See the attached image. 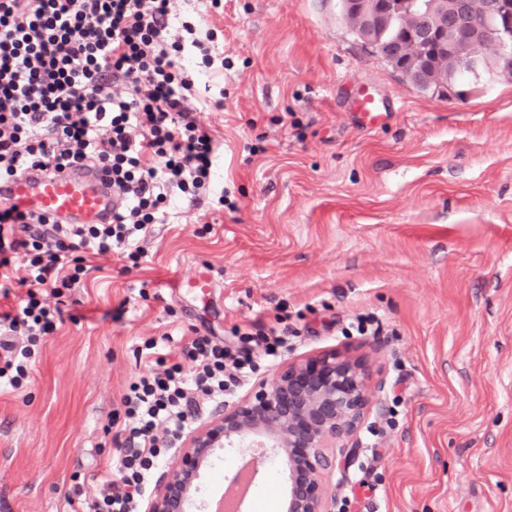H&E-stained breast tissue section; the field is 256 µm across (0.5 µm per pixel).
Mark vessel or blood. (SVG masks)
Instances as JSON below:
<instances>
[{
  "mask_svg": "<svg viewBox=\"0 0 512 512\" xmlns=\"http://www.w3.org/2000/svg\"><path fill=\"white\" fill-rule=\"evenodd\" d=\"M356 120L377 125L387 115L375 98L355 99ZM116 199L108 176L98 168H70L60 173L28 171L0 182V205L36 212L68 224H105L112 219Z\"/></svg>",
  "mask_w": 512,
  "mask_h": 512,
  "instance_id": "b4317fda",
  "label": "vessel or blood"
}]
</instances>
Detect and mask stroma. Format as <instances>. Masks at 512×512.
Segmentation results:
<instances>
[{
  "instance_id": "35a3bbf8",
  "label": "stroma",
  "mask_w": 512,
  "mask_h": 512,
  "mask_svg": "<svg viewBox=\"0 0 512 512\" xmlns=\"http://www.w3.org/2000/svg\"><path fill=\"white\" fill-rule=\"evenodd\" d=\"M224 53L209 198L140 232L137 259L91 258L19 387L0 386V501L67 512L115 454L146 340L179 357L195 333H299L260 359L367 356L372 402L337 452L332 512H512V76L422 92L361 43L339 0H175ZM385 100L366 130L351 107ZM207 275V288L173 282Z\"/></svg>"
}]
</instances>
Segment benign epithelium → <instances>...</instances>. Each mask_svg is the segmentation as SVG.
Here are the masks:
<instances>
[{
	"label": "benign epithelium",
	"instance_id": "1",
	"mask_svg": "<svg viewBox=\"0 0 512 512\" xmlns=\"http://www.w3.org/2000/svg\"><path fill=\"white\" fill-rule=\"evenodd\" d=\"M362 43L419 90L443 91L448 74L475 73L477 49L494 45L512 74V0H340ZM395 20L400 37L385 32ZM365 356L321 353L295 359L193 430L169 464L146 512H207L204 477L219 453L246 454L253 468L276 463L285 475L281 512H331L325 476L331 448H353L370 406Z\"/></svg>",
	"mask_w": 512,
	"mask_h": 512
}]
</instances>
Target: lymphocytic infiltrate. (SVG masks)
Wrapping results in <instances>:
<instances>
[{
	"mask_svg": "<svg viewBox=\"0 0 512 512\" xmlns=\"http://www.w3.org/2000/svg\"><path fill=\"white\" fill-rule=\"evenodd\" d=\"M171 0H0V180L30 168L95 164L119 204L108 224H51L0 208V382L18 387L40 341L53 335L85 257L128 248L180 203H200L214 178L216 136L195 89L216 57ZM25 291L10 302L13 288ZM288 330L190 339L182 360L157 356L122 398L127 424L117 472L76 485L70 512H139L160 462L158 431L188 429L198 398L220 397L256 370L254 350L278 357ZM192 361L185 369L184 361Z\"/></svg>",
	"mask_w": 512,
	"mask_h": 512,
	"instance_id": "f902f5d3",
	"label": "lymphocytic infiltrate"
}]
</instances>
